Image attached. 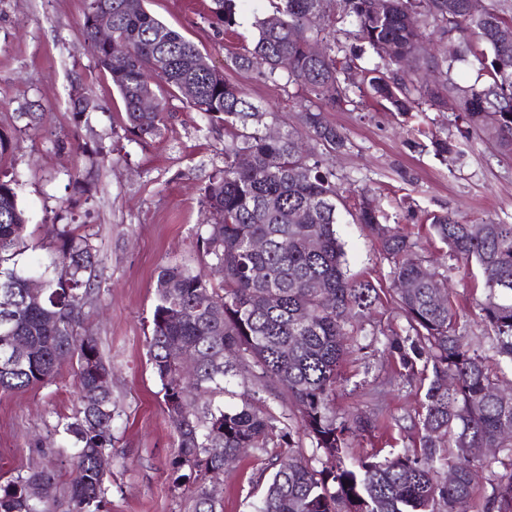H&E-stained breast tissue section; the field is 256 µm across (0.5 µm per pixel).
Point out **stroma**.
<instances>
[{
    "mask_svg": "<svg viewBox=\"0 0 512 512\" xmlns=\"http://www.w3.org/2000/svg\"><path fill=\"white\" fill-rule=\"evenodd\" d=\"M149 11L193 41L209 63L239 85L266 111V123L280 132L297 128L304 99L293 85L265 80L257 71L230 63L254 34L255 16L266 0H250L235 33L209 25L210 0H146ZM86 0H0V128L15 137V148L0 169L17 180L18 204L30 220L27 257L47 260L55 241V214L64 223L86 225L99 262L94 299L84 309V326L97 336L112 364V398L120 411L114 423L107 473L109 512H186L172 487L168 461L176 434L164 410L161 385L148 355L156 279L161 267L181 264L208 269L198 243L205 216L202 192L224 166L223 125L211 124L188 104L166 100V121L147 144L125 139L124 110L109 75L81 47ZM92 98L84 120H74L75 91ZM328 122L346 137L338 153L313 143L314 155L329 165L349 200L373 195L388 224L399 225L419 243L425 264L448 279L462 326L473 341L486 336L475 306L482 293L475 265L447 256L431 234L428 215L450 213L479 224L512 222V158L482 136L461 138L448 112L400 114L369 100L328 110ZM431 139L459 142L461 157L435 156L415 147L412 130ZM66 149H59V141ZM88 181L85 199L71 202V179ZM346 269L356 280L389 286L391 265L378 241L350 215L337 226ZM343 381L333 406L337 414L382 409L398 419L390 433L396 447L418 439L410 416L422 394L404 383L383 354L347 353ZM79 406L71 367L51 383L25 393H0V476L14 468L47 463L57 447L51 430ZM41 448H34V440ZM267 457L248 450L217 480L221 512H252L256 484L269 476Z\"/></svg>",
    "mask_w": 512,
    "mask_h": 512,
    "instance_id": "stroma-1",
    "label": "stroma"
}]
</instances>
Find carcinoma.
Instances as JSON below:
<instances>
[{
    "label": "carcinoma",
    "instance_id": "obj_1",
    "mask_svg": "<svg viewBox=\"0 0 512 512\" xmlns=\"http://www.w3.org/2000/svg\"><path fill=\"white\" fill-rule=\"evenodd\" d=\"M247 0H212L213 24L234 31ZM465 0H268L255 18L251 47L230 57L232 66L259 69L263 77L301 88L317 103L299 112L302 131L277 140L261 129L265 112L215 68L202 65L199 48L145 7V0H87L82 47L106 72L124 105V135L131 141L156 139L165 104L139 111L141 96L155 94L159 80L209 122L230 129L224 170L203 188L208 214L199 241L212 268L222 274L213 287L202 270L163 269L156 283L148 352L160 382L164 412L177 444L170 477L182 490L189 512H218L209 479L248 448L270 454L271 474L255 512H471L480 479L490 486L483 512H512V397H499L500 372L512 370V224H463L448 214L430 217L434 235L449 254L477 266L483 296L476 307L489 328L488 350L475 348L460 332L446 281L418 257V243L383 216L366 195L352 219L380 241L392 263L393 281L411 287L377 289L349 280L343 245L336 236L343 195L335 174L309 153L303 137L332 152L345 136L329 124L325 109L354 103V90H367L408 113L427 106L450 112L465 131H484L497 117L496 145L512 157V44L495 38L499 24L512 20V0H488L485 12L469 15ZM102 4L112 10V43L100 44L92 25ZM436 37V53L419 45ZM327 43L313 56L309 44ZM461 47L448 57L447 45ZM392 44L437 71L433 86L404 78L380 47ZM475 57L477 82L460 86L457 63ZM288 58L289 67L279 66ZM332 87L333 92L325 91ZM274 198L278 207L269 209ZM28 218L17 201L16 180L0 171V392H25L47 383L63 363L71 364L80 407L57 422L56 462L18 471L0 483V512H107L108 486L101 457L112 450L117 416L112 401V367L98 339L81 331L91 300L98 250L81 224L53 226L55 249L48 262L24 259ZM266 248L254 251V239ZM264 268V280L253 277ZM38 276L40 302L25 283ZM319 281L328 296L312 287ZM386 292L405 320L402 332L370 333L357 349L382 350L407 383L426 384L411 448L348 453L355 437L389 430L380 416H339L332 406L340 384L345 347L364 331L362 323ZM275 294L278 304H267ZM177 344L192 359L191 371L170 352ZM249 373L278 399L285 393L299 412L294 421L276 413L267 397L247 393L240 403L215 398L226 391L232 367ZM303 433L311 447L296 444ZM475 448H493L491 455ZM74 477L51 499L28 493L31 485L56 484L57 463ZM456 479L448 482V471Z\"/></svg>",
    "mask_w": 512,
    "mask_h": 512
}]
</instances>
